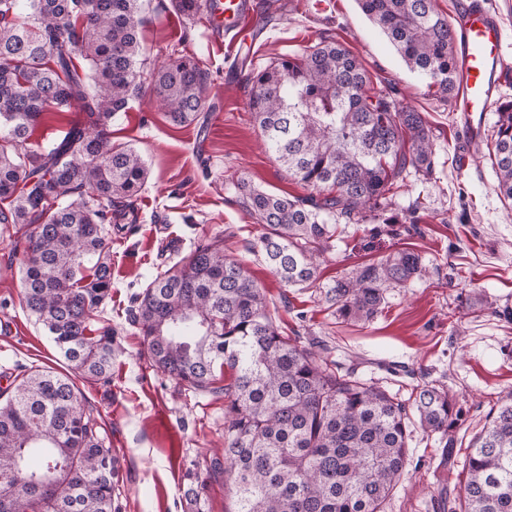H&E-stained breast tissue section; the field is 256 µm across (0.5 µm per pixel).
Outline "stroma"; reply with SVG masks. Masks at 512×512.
<instances>
[{
    "label": "stroma",
    "mask_w": 512,
    "mask_h": 512,
    "mask_svg": "<svg viewBox=\"0 0 512 512\" xmlns=\"http://www.w3.org/2000/svg\"><path fill=\"white\" fill-rule=\"evenodd\" d=\"M246 57L233 61L210 41L203 18L188 21L170 0H142L140 36L151 73L172 56L199 60L208 74L198 123L172 125L151 93L133 98L112 121V144L131 148L147 168L133 205L137 221L109 224L112 290L98 316L112 329L110 383L76 378L85 405L122 461L121 512H186L182 472L224 446V399L197 395L152 367L132 322L134 296L157 271L194 245L223 235L227 254L244 261L264 288L286 334L321 341L329 359L409 396L428 382L447 387L462 409L453 448L411 425L410 461L388 512H437L450 486L463 485L460 463L492 408L512 395V207L496 190L492 165L496 112L478 140L466 137L455 101L410 71L356 0H280ZM327 37L347 47L374 77L372 92H392L420 112L434 150L431 175L407 171L392 197L389 223L366 220L337 228L320 259L319 280L288 287L258 248L263 229L243 210L236 184L292 196L305 188L268 152L248 108L246 76L284 54ZM23 234L0 224V388L33 368L67 372L42 325L26 308L21 284ZM419 254L424 277L386 292L366 324L337 323L325 291L333 280L399 250Z\"/></svg>",
    "instance_id": "obj_1"
}]
</instances>
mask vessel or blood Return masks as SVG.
<instances>
[{
    "mask_svg": "<svg viewBox=\"0 0 512 512\" xmlns=\"http://www.w3.org/2000/svg\"><path fill=\"white\" fill-rule=\"evenodd\" d=\"M250 0H210L206 25L214 43L251 27ZM457 49L456 109L464 115L469 139H478L487 112L500 100L502 75L508 64L503 53V29L481 0H470L455 29Z\"/></svg>",
    "mask_w": 512,
    "mask_h": 512,
    "instance_id": "vessel-or-blood-1",
    "label": "vessel or blood"
}]
</instances>
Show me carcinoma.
I'll use <instances>...</instances> for the list:
<instances>
[{
	"label": "carcinoma",
	"instance_id": "obj_1",
	"mask_svg": "<svg viewBox=\"0 0 512 512\" xmlns=\"http://www.w3.org/2000/svg\"><path fill=\"white\" fill-rule=\"evenodd\" d=\"M409 70L453 96V23L436 0H356ZM193 20L203 0H171ZM140 0H0V224L28 228L25 304L77 376L110 382L112 329L92 327L112 289L105 225L142 190L147 169L111 143L112 118L141 92ZM208 75L188 56L152 74L150 90L175 126L205 108ZM248 108L295 197L237 184L261 225V252L289 287L318 279L317 258L337 225L388 207L407 167L433 170L420 113L390 93L340 43L322 40L249 75ZM88 116L45 145L32 136L50 112ZM496 189L512 202V101L496 105ZM423 273L398 251L336 279L326 299L338 319L375 318L390 286ZM133 322L154 367L194 393L224 395L223 454L183 475L189 512H204L209 477L224 475L230 512H387L409 461V425L448 440L461 412L444 388L401 399L285 336L250 268L224 239L198 244L135 297ZM224 385H217L218 380ZM122 465L67 374L31 372L0 401V512H119ZM448 512H512V398L489 416L463 461Z\"/></svg>",
	"mask_w": 512,
	"mask_h": 512
}]
</instances>
